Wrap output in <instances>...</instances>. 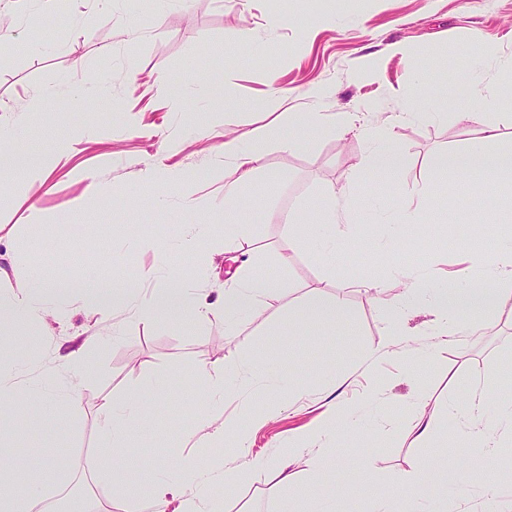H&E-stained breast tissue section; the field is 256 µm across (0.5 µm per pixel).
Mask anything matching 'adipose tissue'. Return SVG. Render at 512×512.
<instances>
[{"label": "adipose tissue", "mask_w": 512, "mask_h": 512, "mask_svg": "<svg viewBox=\"0 0 512 512\" xmlns=\"http://www.w3.org/2000/svg\"><path fill=\"white\" fill-rule=\"evenodd\" d=\"M503 99V94L495 92L493 85L487 82L484 67H477L467 95L451 98L458 119L473 129L472 145L464 153L435 158L430 165L434 179L448 182L463 175L489 188L512 181V153L492 154L487 150L488 145L500 137L498 125L488 121L487 115ZM267 138V133L261 131L248 145L238 137L224 139V156L232 161L234 173L233 179L224 186V236L228 240L245 239L252 232V222L240 202L244 196L254 194L260 185L256 162ZM403 169V158L388 143H374L352 169L351 193L357 190L365 176L395 177ZM304 211L341 237L355 222L351 194L340 199L335 193L322 192L305 204ZM478 264L482 269L480 276L455 279L448 287L429 296L425 295L424 282L419 278L394 285L370 279L366 285L376 300L396 310L406 309L417 299L428 297L434 315L432 336L440 346H455L459 343L460 307L478 313L487 324L497 315L503 301L512 300V247L503 246L493 255L480 258ZM281 292L280 280L261 278L245 270L232 287L224 289L215 298L188 288L181 281L146 297L129 288L121 270L116 268L112 271L111 281L96 285L84 284L81 276L75 275L63 282L47 281L18 294L1 295L0 320L8 321L11 330L0 340L12 345L14 359L12 363L0 365V430L23 425L22 417L3 412L5 405L19 398L34 405L51 406V413L42 419L46 431L55 433L67 426V411L76 403L73 388L85 375L87 356L95 347L109 342L110 334L74 339L69 351L58 356V364L49 375L42 382L32 383L23 377L30 362L20 333L45 317L60 318L66 312L68 300L73 297H80L84 306L101 314L117 308L130 309L141 319L150 320L158 310L166 309L185 323L199 324L218 312L223 313L225 322H232L242 312L256 311L260 299L277 297ZM296 318V325L287 331L291 339L307 335L309 327L315 324L346 322L348 310L345 304L328 300L316 290L298 308ZM162 392V385L156 384L119 400L103 401L97 409L100 448L115 457H123L131 434L143 425L149 402L160 398ZM485 405V391L466 390L461 396L449 398L444 411L452 418L464 417V424L458 427L460 439L492 459L502 448V437L499 421L486 415ZM332 414L331 421L294 433L287 458L275 466L268 459L250 453L251 430L268 420L270 413L248 409L236 421L215 425L201 417L178 425L171 456L151 463L144 471L129 466L121 471L97 474L96 479L110 484L116 493L125 496L128 512H141L145 507L138 498L128 494L129 485L142 479L150 480L153 487L147 506L151 512H223V502L211 494L214 484L228 486L235 484L243 472L271 470L275 473L276 488L284 489L294 482L297 467H305L311 472L322 469L321 444L351 429L357 422L355 413L344 409L339 401L333 403ZM226 436L232 439L237 450L236 465L217 458L208 470L193 471L182 454L184 444L191 442L196 447L206 448ZM33 454V461L22 460L12 443L0 440V466H9L15 473L12 483L0 485V512H30L31 502L42 488V475L58 468L60 459L56 448H37Z\"/></svg>", "instance_id": "ef3b65f1"}]
</instances>
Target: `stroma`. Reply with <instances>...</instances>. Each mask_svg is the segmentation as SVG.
<instances>
[{
	"instance_id": "35a3bbf8",
	"label": "stroma",
	"mask_w": 512,
	"mask_h": 512,
	"mask_svg": "<svg viewBox=\"0 0 512 512\" xmlns=\"http://www.w3.org/2000/svg\"><path fill=\"white\" fill-rule=\"evenodd\" d=\"M0 24L23 36L40 31V43L28 49L0 48V134L16 145L25 161L59 145L67 150L52 165L45 183L0 177V250H10L14 267L0 276V294L20 292L43 279L82 274L91 281L112 271L121 255L126 279L142 294L160 288L164 275H184L192 288H220L236 270L224 238V182L231 165L221 145L225 134L250 140L262 129L267 141L257 163L277 176L260 200L241 205L254 222L242 246L250 250L255 274L281 279L279 298L263 300L258 313L233 325L223 314L193 326L167 315L142 321L131 313L103 316L73 303L70 313L46 325H31L23 336L34 356L53 365L75 336L112 333L106 345L87 358V375L77 388L78 408L70 410V429L55 441L68 464L53 470L39 501L52 504L66 496L77 471H109L126 462L145 466L165 456L170 425L213 413L201 380V368L220 365L224 385L236 388L233 366L253 346L266 350L267 364L293 376L296 391L277 398L274 417L253 435L254 454L286 456L292 433L322 422L335 398L358 416L359 425L336 436L326 454L327 467L315 481L301 477L282 495H271L263 474L243 475L233 487L215 485L224 512H307L311 496L341 478L335 463L351 462L350 478L367 482L369 494L339 501V512H367L373 499L393 500L394 475L439 465L455 444L456 425L440 408L464 387L476 385L512 395V317L498 316L488 334H464V348L436 347L428 334L433 315L425 307L406 312L399 326L415 357L379 363L371 374L357 370L359 357L377 347L391 312L361 285L367 275L386 276L389 266L427 279L434 288L448 272L467 269L473 248L459 225L487 223V243L499 248L512 238V187L496 192L488 208L479 184L458 177L454 187L430 184L434 209L427 233L402 240L409 251L381 262L380 220L407 186L424 182L431 160L461 152L469 144L468 127L458 122L448 99L450 85L467 92L471 57L484 45L499 49L492 70L512 79V0H112L111 11L96 0H69L58 18L56 0H0ZM251 31V45L239 37ZM402 43L405 56L391 55L390 43ZM103 83L96 98L77 104L83 89ZM328 87L334 98L316 100L311 91ZM57 89L44 101L45 88ZM416 94L417 117L390 123L403 100ZM370 101L353 130L337 133L336 115ZM321 112L325 124L304 134L305 145L284 149L290 112ZM387 134L405 160L398 178L362 179L353 236L332 259L314 248L285 253L288 223L320 188L343 192L353 166L368 148L367 133ZM199 173L191 185L154 188L150 166ZM202 199L198 208L186 196ZM136 235L172 241L190 225L210 224V243L193 254L159 256L123 239L125 225ZM344 301L349 325L312 329L304 340L287 342L297 304L310 289ZM164 378L167 398L148 410L150 429L134 434L127 459L99 450L96 413L106 397L120 398L156 378ZM437 414L438 434L417 442L412 428L421 413ZM377 456L382 470L367 473L366 458ZM461 484L434 478V496L426 512H488V483L512 489V452L494 462L477 452L466 454Z\"/></svg>"
}]
</instances>
